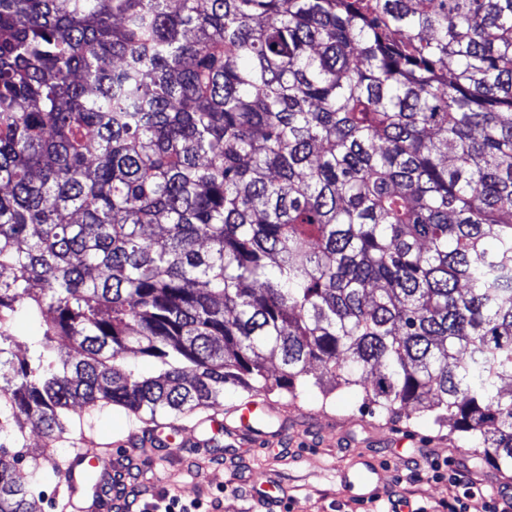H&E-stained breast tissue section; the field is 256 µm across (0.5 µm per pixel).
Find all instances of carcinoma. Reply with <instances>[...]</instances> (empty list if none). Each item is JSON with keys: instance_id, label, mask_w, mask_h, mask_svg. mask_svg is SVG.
<instances>
[{"instance_id": "cac0c4a2", "label": "carcinoma", "mask_w": 512, "mask_h": 512, "mask_svg": "<svg viewBox=\"0 0 512 512\" xmlns=\"http://www.w3.org/2000/svg\"><path fill=\"white\" fill-rule=\"evenodd\" d=\"M313 365L512 469V0H0V512ZM138 426L139 423L134 417L124 412L106 409L94 418L93 428L91 431L86 430V434L96 440L114 442L125 439Z\"/></svg>"}]
</instances>
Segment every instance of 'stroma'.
<instances>
[{"label": "stroma", "mask_w": 512, "mask_h": 512, "mask_svg": "<svg viewBox=\"0 0 512 512\" xmlns=\"http://www.w3.org/2000/svg\"><path fill=\"white\" fill-rule=\"evenodd\" d=\"M276 414L269 430L283 429L282 440H257L249 446L239 440L212 435L209 427L186 429L176 434L167 449L148 446L138 452L135 468L138 484H145L148 466L169 459L180 493L205 504L220 501L223 512H389L391 499L406 497L427 512H446L448 483L413 477L416 461L429 459L466 462L484 484L512 486V470H496L478 462L470 444L449 426L434 422L433 412L408 409L392 419L371 413L362 404L358 387H343L330 395L310 386L289 394L282 389L267 396ZM214 438L224 455L223 468L199 461L185 466L194 439ZM377 471L378 503L363 496L361 485L340 483L337 470L352 471L361 465ZM266 472L283 485L281 503L268 506L252 498L250 471Z\"/></svg>", "instance_id": "obj_1"}]
</instances>
